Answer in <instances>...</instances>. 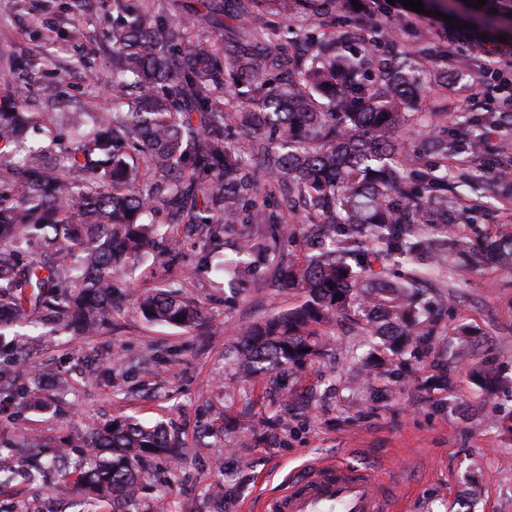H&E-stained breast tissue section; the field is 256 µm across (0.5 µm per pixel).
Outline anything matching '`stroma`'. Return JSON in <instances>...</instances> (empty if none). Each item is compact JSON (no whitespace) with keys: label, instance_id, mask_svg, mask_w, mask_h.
Masks as SVG:
<instances>
[{"label":"stroma","instance_id":"35a3bbf8","mask_svg":"<svg viewBox=\"0 0 512 512\" xmlns=\"http://www.w3.org/2000/svg\"><path fill=\"white\" fill-rule=\"evenodd\" d=\"M423 12L402 0H343L360 28L372 32L370 50L386 57L409 43L439 44L422 61L441 65L457 47L448 41L441 16L448 0H422ZM112 0H99L73 18L62 0L40 12L21 0H0V51L32 57L40 81L55 85L54 111L100 113L110 107ZM504 96L479 95L460 106L455 87L431 86L420 109L460 116L496 111ZM180 242L171 266L152 257L135 272L116 271L124 296L113 304L108 324L76 334L57 323H21L11 329L29 351L25 383L32 403L0 413V448L34 435L45 453L66 449L68 469L80 467L82 451L69 447L75 435L120 416L164 423L184 443L179 462L152 459L142 473L140 512H244L263 495L283 489L299 467L325 458L376 468L402 500L401 512H456L468 498L471 512H512V435L499 414L512 409V387L476 398L467 372L487 365L512 380V268L466 272L461 285L432 282L425 294L440 309L439 327L470 323L483 329L480 346L457 339L436 343L392 360L382 376L368 378L361 337L326 327L327 351L289 370L291 395L282 398L270 382H244L236 345L247 327L301 302L295 290L243 273L228 288L211 267L208 248L191 226L167 225ZM182 285L203 311L192 327L147 321L137 308L145 290ZM453 361V391L430 393L420 384ZM223 485V498L211 489ZM74 495L58 489L53 475L0 485V512H75Z\"/></svg>","mask_w":512,"mask_h":512}]
</instances>
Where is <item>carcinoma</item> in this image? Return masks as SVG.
<instances>
[{
    "mask_svg": "<svg viewBox=\"0 0 512 512\" xmlns=\"http://www.w3.org/2000/svg\"><path fill=\"white\" fill-rule=\"evenodd\" d=\"M118 3L112 43L111 111L97 129L63 151L65 163L21 141L53 113L24 110L35 84L17 74L0 98V337L10 323L40 309L84 332L106 323L117 264L153 253L174 258L178 240L157 245L154 215L176 210L211 247L236 232L250 271L273 268L281 286L304 292L302 303L252 326L240 343L245 381L284 375L322 355V328L338 319L359 336H376L369 374L389 356L428 345L427 306L417 285L434 272L454 281L466 269L512 266V232L473 239L458 230L475 199L456 189L443 161L480 156L485 129L512 125V113L466 116L424 150L440 162L422 170L388 134L406 125L425 92L405 52L382 61L350 17L336 18V0H189L183 14L169 0ZM237 38H196L189 27ZM308 26L288 47V26ZM378 71L380 80L367 83ZM263 172L267 191L258 184ZM206 175L207 183L200 184ZM303 215L304 253L292 260L266 232ZM464 266L445 263L448 252ZM149 321L190 327L202 317L189 298L163 287L143 293ZM23 350L0 344V409L27 393ZM490 397L506 382L488 368L469 372ZM90 449L76 477L58 470L71 490L134 512L147 457L177 460L182 442L161 425L116 418L78 436ZM24 436L3 456L30 457Z\"/></svg>",
    "mask_w": 512,
    "mask_h": 512,
    "instance_id": "cac0c4a2",
    "label": "carcinoma"
}]
</instances>
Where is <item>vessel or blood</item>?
<instances>
[{
	"label": "vessel or blood",
	"instance_id": "1",
	"mask_svg": "<svg viewBox=\"0 0 512 512\" xmlns=\"http://www.w3.org/2000/svg\"><path fill=\"white\" fill-rule=\"evenodd\" d=\"M395 501L371 468L338 460L309 463L261 512H394Z\"/></svg>",
	"mask_w": 512,
	"mask_h": 512
}]
</instances>
